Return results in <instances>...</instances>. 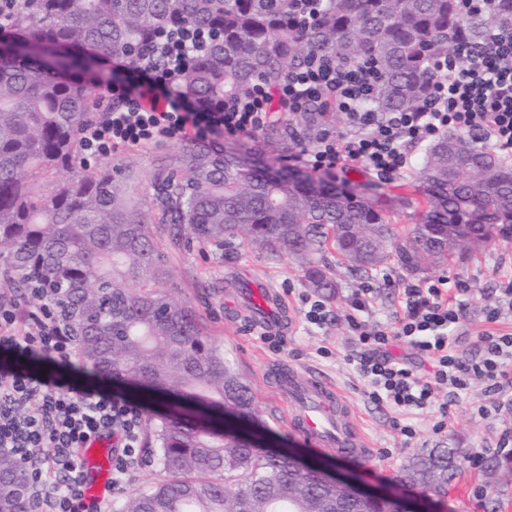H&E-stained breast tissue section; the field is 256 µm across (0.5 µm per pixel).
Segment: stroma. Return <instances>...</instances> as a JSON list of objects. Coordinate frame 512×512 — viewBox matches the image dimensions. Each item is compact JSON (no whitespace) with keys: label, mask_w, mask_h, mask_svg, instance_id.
Segmentation results:
<instances>
[{"label":"stroma","mask_w":512,"mask_h":512,"mask_svg":"<svg viewBox=\"0 0 512 512\" xmlns=\"http://www.w3.org/2000/svg\"><path fill=\"white\" fill-rule=\"evenodd\" d=\"M180 148L176 142L121 149L98 158L97 163L130 166L138 177L141 194L148 196L153 192L162 158ZM158 240L168 247L171 278L166 293L196 308L211 336L249 380L256 411L266 426L262 434L264 447L295 451L304 460L320 463L365 488L405 500L415 512H507L512 506V460H504L496 452L502 431L512 428V418L478 414L479 406L490 405L493 400L485 383H475L466 396L449 406L447 426L442 432L433 429L438 411L397 417L389 408L366 397L363 380L348 362L357 347L347 324L351 295L361 286L374 290L369 321L387 322L399 309L397 290L404 282L441 276L456 278L469 282L472 288L466 311L468 335L461 348L468 355L477 356L478 336L488 327L484 307L493 296L498 279L512 272V237L497 235L479 247L457 248L447 263L414 274L390 264L380 275H356L337 264L335 255H328L329 274L336 286L319 293L330 310L328 322L319 328L304 320L298 296L309 292L310 287L295 259L273 258L235 243L215 246L195 242L174 248L164 230ZM242 270L278 288L283 295L288 328L280 336L279 349H271L262 338V330L249 327L244 315L225 305L234 291L236 275ZM289 365L319 371L342 390L374 445L376 456L372 461L339 458L309 447L289 430L288 404L274 381L277 369ZM399 418L413 425L415 437L400 433L395 425ZM443 447L457 451V471L446 494L423 495L401 484L400 474L411 458ZM478 449L483 450L484 457L475 466L470 455ZM164 477L160 465L152 460L150 449H142L140 462L128 473L122 488L106 492L104 499L111 512H120L130 496L149 490Z\"/></svg>","instance_id":"obj_1"}]
</instances>
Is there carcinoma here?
<instances>
[{
    "instance_id": "1",
    "label": "carcinoma",
    "mask_w": 512,
    "mask_h": 512,
    "mask_svg": "<svg viewBox=\"0 0 512 512\" xmlns=\"http://www.w3.org/2000/svg\"><path fill=\"white\" fill-rule=\"evenodd\" d=\"M179 26L212 35L179 77L195 100L234 99L259 77L274 85L317 54L372 63L370 107L405 112L430 94L439 58L512 26V0L469 12L461 0H325L309 23L291 0H25L0 49V269L14 288L37 280L58 290L88 372L199 412L149 414L146 444L167 477L121 512H397L390 499L361 500L299 472L226 425L227 412L258 422L250 384L194 308L162 290L170 270L156 226L176 246L184 234L239 238L291 256L314 286L333 288L329 253L359 274L391 262L418 272L426 260L447 261L458 240L479 245L512 224V165L455 133L439 136L416 165L429 209L402 238L354 191L261 160L290 140L313 142L324 123L319 104L291 121L276 106L256 148L189 146L160 166L152 197L138 200L128 166L82 165L80 133L94 103L65 74L113 57L130 62ZM62 171V186L38 189ZM456 470L453 449L433 448L412 458L402 481L441 494ZM32 508L13 479L0 483V512Z\"/></svg>"
}]
</instances>
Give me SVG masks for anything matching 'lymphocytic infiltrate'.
Wrapping results in <instances>:
<instances>
[{"label": "lymphocytic infiltrate", "instance_id": "1", "mask_svg": "<svg viewBox=\"0 0 512 512\" xmlns=\"http://www.w3.org/2000/svg\"><path fill=\"white\" fill-rule=\"evenodd\" d=\"M207 48L202 31L161 32L135 63L139 81L105 83V114L82 130L85 155L213 134L252 139L268 124L272 103L295 114L318 102L344 115L345 129H325L312 146L288 156L317 173L360 166L375 183L390 184L409 169L410 147L444 132L475 138L512 157V29H489L481 48L466 50L465 61L440 60L430 96L409 112L373 111L374 69L326 56L290 70L277 87L257 80L238 100L192 108L175 93L177 77ZM470 295L469 284L445 276L408 281L398 290L396 320L371 324L361 317L371 304V289L353 293L347 322L359 351L351 363L372 402L401 415L438 410L439 432L449 401L467 395L480 380L494 395L495 415L512 412V330L497 327L503 310L512 311V276L498 281L493 303L484 308L488 327L474 358L459 350ZM24 297L21 303L0 299V351L11 359L0 369V448L29 470L39 512H103L84 500L81 452L102 436L117 438L112 484L121 486L140 457L141 409L111 392L33 372L30 365L39 359L75 368L76 338L48 289L29 288ZM396 343L416 349L428 370L390 355Z\"/></svg>", "mask_w": 512, "mask_h": 512}]
</instances>
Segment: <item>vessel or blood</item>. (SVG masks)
I'll use <instances>...</instances> for the list:
<instances>
[{"instance_id": "obj_1", "label": "vessel or blood", "mask_w": 512, "mask_h": 512, "mask_svg": "<svg viewBox=\"0 0 512 512\" xmlns=\"http://www.w3.org/2000/svg\"><path fill=\"white\" fill-rule=\"evenodd\" d=\"M243 295L256 304L255 318L265 326L278 328L283 324L279 313L277 291L259 280H247ZM279 390L288 399L289 429L315 448L340 457L367 460L374 450L355 424L350 409L337 391L313 372L292 367L282 369ZM110 464L96 461L94 450H87L84 460L86 495L97 494L110 476Z\"/></svg>"}]
</instances>
